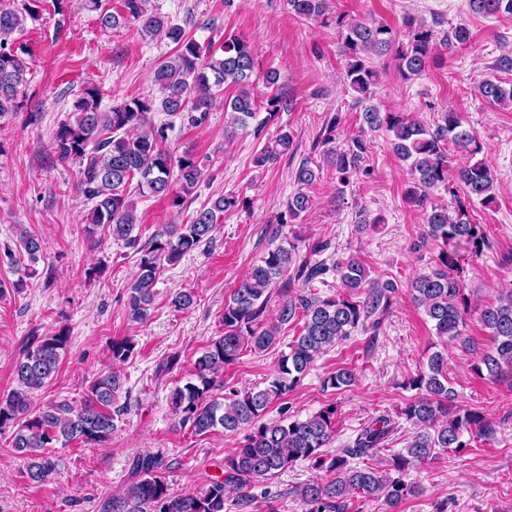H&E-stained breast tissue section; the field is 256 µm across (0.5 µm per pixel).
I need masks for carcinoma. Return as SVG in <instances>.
Returning a JSON list of instances; mask_svg holds the SVG:
<instances>
[{
	"label": "carcinoma",
	"mask_w": 512,
	"mask_h": 512,
	"mask_svg": "<svg viewBox=\"0 0 512 512\" xmlns=\"http://www.w3.org/2000/svg\"><path fill=\"white\" fill-rule=\"evenodd\" d=\"M90 4L99 12L102 28L135 22L142 36L160 35L175 45V54L166 58L155 74L162 111L181 115L193 126L205 118L224 86L231 85L237 88V94L224 107L231 109L232 124L244 127L256 118L257 103L250 92L255 57L247 41L232 35L224 38L222 54L217 57L203 50L182 25L149 11L148 0H122V14L104 8L101 0H90ZM288 5L300 17L328 23L327 0H288ZM469 7L476 14L512 16V0H469ZM28 18H34L30 9L21 12L0 3V117L18 109L27 84L28 66L22 57L25 50L14 45L13 36L24 29ZM334 24L342 44L343 79L359 95L362 125L360 134L338 147L334 138L336 120L329 121L320 141L323 160L336 170V177L344 185L350 174L362 168L369 149L364 134L382 128L392 133V151L410 170L406 199L426 213L427 233L414 243V248L424 247L431 240L439 247L435 264L412 281L410 293L434 322L437 336L459 337L468 309L457 275L459 257L465 249L479 254L487 235L482 225L471 222L466 204L458 203L450 213L448 206L431 201V191L448 184L449 151L467 158L480 152L481 146L475 131L454 112L440 113L430 127L400 113L382 112L371 104L378 77L371 59L394 55L399 72L410 79L425 70L436 47L467 43L469 29L458 25L440 35L435 30L439 21L429 26L407 18L404 27L408 40L398 45L392 29L379 22L338 14ZM479 90L491 104H512V85L506 88L494 78L486 79ZM100 104L99 91L85 88L75 105V121L62 123L54 134V159L60 165H78L80 190L93 203L87 232L93 235L104 227L113 239L142 253L129 287L127 307L131 320L144 322L154 302L161 262H175L211 240L224 213L246 207L247 200L239 193L223 194L197 210L190 223L164 225L148 242L141 243L135 203L124 193L130 182L137 181L139 194L170 196L172 206L179 207L198 188L203 171L192 156L175 157L161 148L166 128L148 121L151 101L134 98L107 110ZM286 107L288 98L284 94H271L266 100L267 116L255 132L261 133ZM292 144L291 134L283 130L273 144L255 155L253 163L257 167L270 165ZM321 172V166L310 160L298 166L295 181L301 190L288 199L278 223L287 224L311 208L312 200L303 188L314 184ZM456 179L468 198H477L485 205L494 202V177L487 164L466 162L457 167ZM20 245L32 259L42 250L41 240L26 231L20 234ZM295 249L293 244H278L251 267L224 302V334L213 339L196 360L193 380L170 394L179 427L195 435L218 429L230 436L244 434L239 446L224 456L222 473L195 492L175 495L166 476L169 464L158 455H141L134 462L131 480L119 493L104 500L101 512H224L226 492L230 490L240 492V506L247 507L250 499L246 490L276 477L298 461H308L315 469L331 474L327 481L316 480L298 490L306 512H348L353 494L365 499L381 498L388 508L396 509L419 494V486L410 480V472L417 465L441 451L467 447L463 440L466 433L475 431L486 440L491 438L492 430L482 412L453 406L455 393L440 351L433 352L426 367L406 382V388L415 395L400 408L399 417L409 422L414 432L403 448L392 451L387 475L370 465L392 443L396 422L387 415L365 424L353 445L336 454L328 451L336 434L334 404L306 419L263 421L267 409L293 391L317 359L352 336L364 320L385 314L401 292L396 280L370 277L364 264L349 255L336 262L342 292L321 297L309 287L326 274L327 268L308 260L294 263ZM297 281L303 287L299 292L292 288ZM274 287L279 288L281 299L275 320L269 322L266 309ZM479 318L492 336L493 347L474 366V373L480 378L511 373L512 296L481 309ZM297 319L301 322L299 333L281 352L265 387L220 393L224 382L218 377L235 363L242 350L269 349L278 340L281 327ZM67 342L68 336L61 332L32 338L14 365L17 387L0 399V430L12 429L11 448L26 460L25 477L33 484H45L55 471L57 459L52 448L56 443L102 445L112 439L115 417L122 411L116 403L123 379L113 369L95 375L80 408L60 401L30 411L31 394L57 372ZM136 347L130 336L112 341V361H128ZM355 381L354 370L339 368L327 374L322 385L340 390ZM354 459L358 463H352Z\"/></svg>",
	"instance_id": "cac0c4a2"
}]
</instances>
